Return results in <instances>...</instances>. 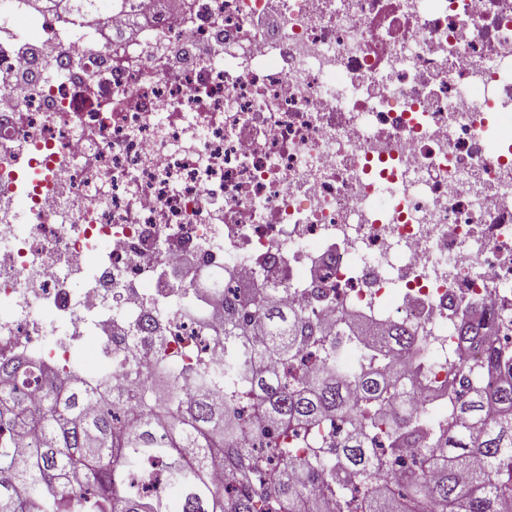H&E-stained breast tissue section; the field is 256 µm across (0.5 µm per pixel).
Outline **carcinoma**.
Wrapping results in <instances>:
<instances>
[{"instance_id": "cac0c4a2", "label": "carcinoma", "mask_w": 512, "mask_h": 512, "mask_svg": "<svg viewBox=\"0 0 512 512\" xmlns=\"http://www.w3.org/2000/svg\"><path fill=\"white\" fill-rule=\"evenodd\" d=\"M100 23L121 0H40ZM339 331L370 335L361 314L337 316ZM459 341L485 344L476 362L450 361L448 413L418 411L407 385L427 370L403 323L353 352L270 289L224 299V389L194 371L197 395H179L183 373L126 401L105 384L27 387L32 367L0 362V512H506L512 500V373L489 385L500 365L486 328L458 325ZM309 350L318 373H290ZM251 412L256 445L240 438ZM339 421L341 436L319 433ZM307 451L288 447V435ZM224 462V487L211 469Z\"/></svg>"}]
</instances>
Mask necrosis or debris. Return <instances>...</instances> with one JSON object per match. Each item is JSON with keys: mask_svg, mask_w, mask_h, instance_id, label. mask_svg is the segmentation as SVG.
<instances>
[{"mask_svg": "<svg viewBox=\"0 0 512 512\" xmlns=\"http://www.w3.org/2000/svg\"><path fill=\"white\" fill-rule=\"evenodd\" d=\"M148 3L0 10V361L222 372L199 264L416 329L422 409L478 357L458 305L512 352V0ZM42 2L44 10L63 11L74 19L86 23H101L108 12H112V4H122L121 0H38ZM99 1H103L100 3ZM61 5L62 8H57Z\"/></svg>", "mask_w": 512, "mask_h": 512, "instance_id": "1", "label": "necrosis or debris"}]
</instances>
